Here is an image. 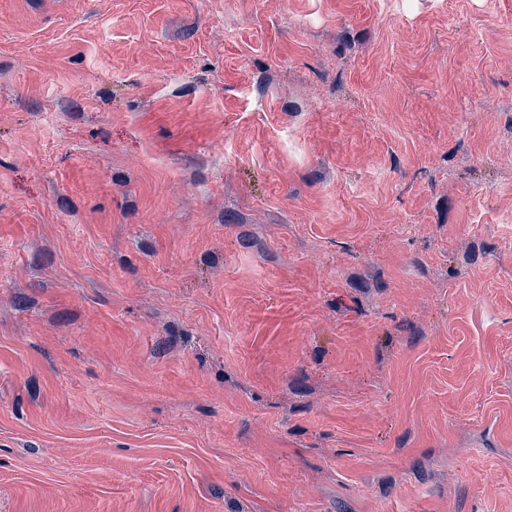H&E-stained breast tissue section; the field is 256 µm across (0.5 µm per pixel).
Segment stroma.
I'll use <instances>...</instances> for the list:
<instances>
[{"label":"stroma","instance_id":"1","mask_svg":"<svg viewBox=\"0 0 512 512\" xmlns=\"http://www.w3.org/2000/svg\"><path fill=\"white\" fill-rule=\"evenodd\" d=\"M0 512H512V0H0Z\"/></svg>","mask_w":512,"mask_h":512}]
</instances>
